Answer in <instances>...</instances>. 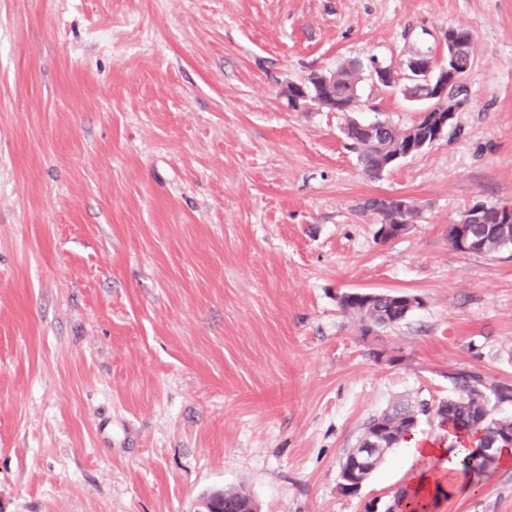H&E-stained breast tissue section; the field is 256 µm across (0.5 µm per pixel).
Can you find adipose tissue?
<instances>
[{
  "mask_svg": "<svg viewBox=\"0 0 512 512\" xmlns=\"http://www.w3.org/2000/svg\"><path fill=\"white\" fill-rule=\"evenodd\" d=\"M408 447L405 469L413 502L426 506L437 500L444 489L442 478L447 474L455 477V492L470 493V483L459 475L460 456L447 442L426 441L414 433L408 440Z\"/></svg>",
  "mask_w": 512,
  "mask_h": 512,
  "instance_id": "adipose-tissue-1",
  "label": "adipose tissue"
}]
</instances>
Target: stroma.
Here are the masks:
<instances>
[{"instance_id": "stroma-1", "label": "stroma", "mask_w": 512, "mask_h": 512, "mask_svg": "<svg viewBox=\"0 0 512 512\" xmlns=\"http://www.w3.org/2000/svg\"><path fill=\"white\" fill-rule=\"evenodd\" d=\"M474 36L469 104L382 177L349 120L423 103L363 80L360 112L285 94L355 60L402 74ZM419 215L381 240L371 198ZM512 203V0H0V512H363L408 481L392 449L337 490L363 423L512 387V249L454 250L475 202ZM348 290L419 297L363 334ZM431 512H512V467ZM198 501L199 512H257L252 497L240 489H213L204 493Z\"/></svg>"}]
</instances>
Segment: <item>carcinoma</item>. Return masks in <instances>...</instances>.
Listing matches in <instances>:
<instances>
[{
	"mask_svg": "<svg viewBox=\"0 0 512 512\" xmlns=\"http://www.w3.org/2000/svg\"><path fill=\"white\" fill-rule=\"evenodd\" d=\"M361 64L349 62L336 69V95L342 96L358 89L361 81ZM380 139L370 141L356 132L347 133V140L360 150L359 160L364 170L372 175L378 165L379 154L393 152L402 143L403 130L381 121ZM365 208L377 213L383 224H398L402 220L400 208L385 198H373ZM481 212L482 223L464 225V232L472 243L471 252L492 254L512 246V239H505L495 231L499 218L498 204L475 203ZM345 314L358 319L365 334L376 327L380 330L403 322L411 309L391 294L372 299H338ZM457 394L446 400L418 398L398 401L390 408L370 417L363 425L354 447L347 450L340 463L338 489L349 496L357 495L347 489L346 477L355 453L368 451L369 462L365 468L373 473L383 463L387 453L407 440L422 422H436L439 429L448 433L449 447L456 448L460 441L457 434L475 430L480 433L478 445L463 458V472L475 480L497 463L496 455L487 454L489 448L512 447V416L503 413L504 405L512 403V388L488 380L475 370L448 373ZM203 512H257L252 497L240 489H213L199 498Z\"/></svg>",
	"mask_w": 512,
	"mask_h": 512,
	"instance_id": "cac0c4a2",
	"label": "carcinoma"
}]
</instances>
